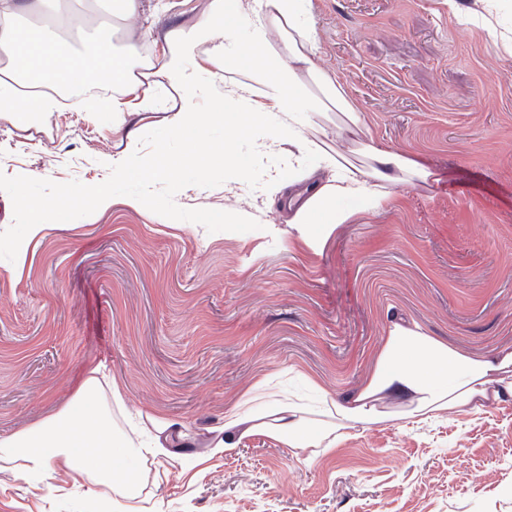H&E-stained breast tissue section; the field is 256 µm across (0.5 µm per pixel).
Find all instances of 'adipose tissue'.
<instances>
[{"label": "adipose tissue", "mask_w": 512, "mask_h": 512, "mask_svg": "<svg viewBox=\"0 0 512 512\" xmlns=\"http://www.w3.org/2000/svg\"><path fill=\"white\" fill-rule=\"evenodd\" d=\"M44 2L0 0V119H43L58 111L59 85H83L91 64L118 71L112 81V110L116 119H123L122 98L134 86L131 64L139 54L137 42L128 41L122 51H115L113 25H101L91 57L83 58L46 28L21 26V15H42ZM312 10V0H209L195 22L167 29L157 74L166 79L175 97L164 99L147 91L136 108L171 112L167 129L180 151L171 157L165 147H158V158L150 166L122 164L119 175L149 182L168 179L186 167L206 176L223 173L226 206L222 213L200 215L199 223L251 221V211L232 204L239 185L253 175L251 156L236 148L242 131H250L258 151L278 158L262 175L266 194L285 196L289 233L316 253L341 225L379 208L397 175L429 178L422 162L380 148L368 137L362 115L342 83L318 66ZM246 22L251 25L247 31L242 28ZM263 48L269 51L267 58L256 59L255 51ZM203 53L214 61V68L197 64ZM25 55L38 70L36 81L28 85L20 81L16 65ZM228 68L254 71L255 83L225 80ZM308 77L318 84L320 96L309 95L304 83ZM219 85L224 94L215 100L212 112L194 115L196 101ZM328 103L349 121L374 168L346 167L337 149L305 135L304 115L319 112ZM213 121L224 126V141L218 145L205 141V128ZM507 398L512 399V348L469 354L432 336L417 322L400 321L384 332L372 371L353 394L340 399L320 390L318 405L309 407L270 384L257 386L225 411L208 453H231L245 439L261 435L281 443L296 462L308 465L335 448L347 430L389 421L420 422L448 413L474 415ZM121 400L117 380L104 376L101 366L91 367L68 405L39 422L0 434V460L20 461L35 488L65 476L136 498L138 462L177 457L185 441L177 421L155 414L148 415L146 424L132 422L127 430L115 431L109 405Z\"/></svg>", "instance_id": "adipose-tissue-1"}]
</instances>
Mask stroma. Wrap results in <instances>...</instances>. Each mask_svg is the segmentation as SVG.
<instances>
[{"mask_svg": "<svg viewBox=\"0 0 512 512\" xmlns=\"http://www.w3.org/2000/svg\"><path fill=\"white\" fill-rule=\"evenodd\" d=\"M457 2L453 12L446 0H313L320 67L336 72L376 143L438 175L392 187L319 253L284 232L260 177L240 202L261 222L230 231L195 222L223 211L221 176L113 180L115 159H151L162 142L179 152L165 136L170 113L115 125L103 90L81 110L0 121V431L59 410L104 362L126 406L182 422L191 442L175 461L139 463L125 512H512L511 400L355 429L309 466L264 436L207 454L225 409L262 380L307 401L308 374L335 396L354 392L391 321L467 353L512 345V57L483 22L491 11L512 31V0ZM21 179L34 207L87 185L112 202L25 244L34 207L14 200ZM163 201L181 205L182 224L162 223ZM116 497L89 482L35 489L0 462V512H94Z\"/></svg>", "mask_w": 512, "mask_h": 512, "instance_id": "35a3bbf8", "label": "stroma"}]
</instances>
